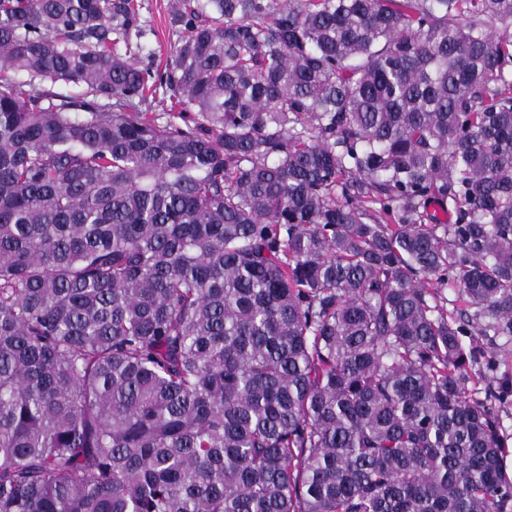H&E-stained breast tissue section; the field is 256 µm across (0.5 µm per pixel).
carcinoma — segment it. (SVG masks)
Instances as JSON below:
<instances>
[{
    "instance_id": "cac0c4a2",
    "label": "carcinoma",
    "mask_w": 512,
    "mask_h": 512,
    "mask_svg": "<svg viewBox=\"0 0 512 512\" xmlns=\"http://www.w3.org/2000/svg\"><path fill=\"white\" fill-rule=\"evenodd\" d=\"M171 20L0 0V512H512V0ZM174 0H136L139 4L143 33L138 52L133 39L134 58L141 67L153 61V67L163 69L177 42L179 33L171 26V4ZM151 57L148 58V54Z\"/></svg>"
}]
</instances>
